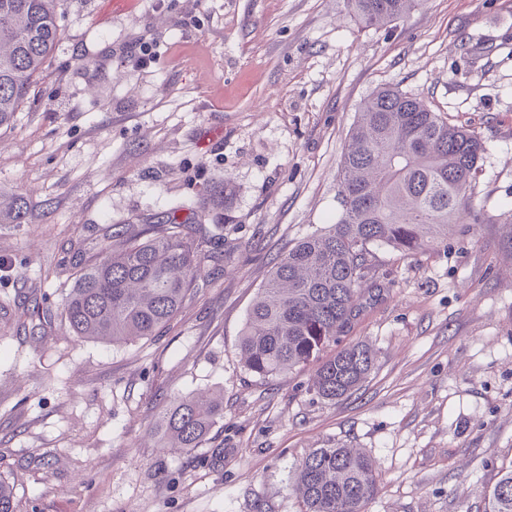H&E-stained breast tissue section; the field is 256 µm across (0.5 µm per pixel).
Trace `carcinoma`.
Wrapping results in <instances>:
<instances>
[{
    "mask_svg": "<svg viewBox=\"0 0 512 512\" xmlns=\"http://www.w3.org/2000/svg\"><path fill=\"white\" fill-rule=\"evenodd\" d=\"M63 0H0V128L10 127L60 42ZM423 0H347L353 16L380 28ZM483 146L475 132L449 123L422 99L390 87L368 97L338 175L341 213L275 263L259 289L239 339L242 362L260 378L286 373L319 357L355 316L367 279L370 246L401 253L440 244L472 207ZM19 197L0 193V219L25 223ZM206 240L177 210L138 229L120 230L101 258L81 267L63 312L78 336L128 343L179 313L195 288ZM360 342L323 360L316 393L336 400L356 391L374 366ZM224 414L223 397L175 399L156 433L171 452L198 448ZM289 488L302 512H362L377 490L375 462L357 448H316L296 466ZM485 512H512V468L484 491ZM0 512H19L12 484L0 480Z\"/></svg>",
    "mask_w": 512,
    "mask_h": 512,
    "instance_id": "cac0c4a2",
    "label": "carcinoma"
}]
</instances>
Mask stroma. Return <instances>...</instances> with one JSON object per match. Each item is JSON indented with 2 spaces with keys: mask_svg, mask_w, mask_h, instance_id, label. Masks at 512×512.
<instances>
[{
  "mask_svg": "<svg viewBox=\"0 0 512 512\" xmlns=\"http://www.w3.org/2000/svg\"><path fill=\"white\" fill-rule=\"evenodd\" d=\"M58 23L0 129V189L27 205L0 223V477L20 512H300L297 463L339 444L376 462L363 512H485L512 466V0H426L382 28L346 0H66ZM139 39L160 46L146 68L124 61ZM381 87L481 137L482 220L405 255L371 247L326 351L361 342L375 365L328 401L314 365L252 375L239 338L280 255L338 216L349 133ZM174 208L209 240L178 315L131 344L75 336L79 267ZM202 390L223 418L202 447L162 452L159 415Z\"/></svg>",
  "mask_w": 512,
  "mask_h": 512,
  "instance_id": "obj_1",
  "label": "stroma"
}]
</instances>
